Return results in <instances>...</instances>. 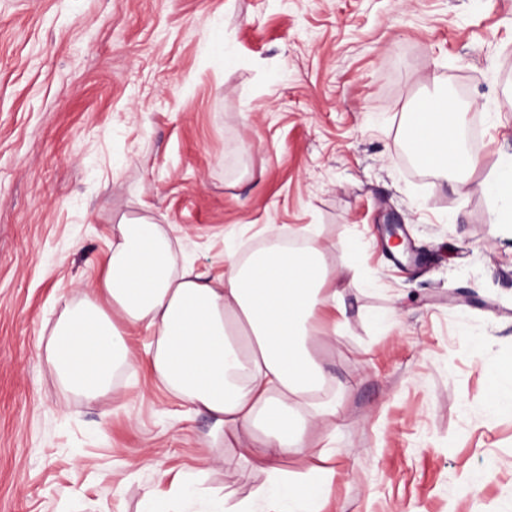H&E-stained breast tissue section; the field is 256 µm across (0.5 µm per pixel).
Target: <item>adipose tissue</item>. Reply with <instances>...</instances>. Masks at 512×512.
I'll use <instances>...</instances> for the list:
<instances>
[{
    "instance_id": "adipose-tissue-1",
    "label": "adipose tissue",
    "mask_w": 512,
    "mask_h": 512,
    "mask_svg": "<svg viewBox=\"0 0 512 512\" xmlns=\"http://www.w3.org/2000/svg\"><path fill=\"white\" fill-rule=\"evenodd\" d=\"M460 127L446 95L422 98L409 114L405 145L420 166L462 184L473 162ZM480 187L495 203L496 224L512 228V160ZM266 233V247L248 258L226 247L223 274L209 278L181 262L162 225H118L95 286L64 303L45 361L64 389L95 401L139 366L127 329L154 331L147 352L154 374L189 412L211 418L212 440L229 449L220 465L249 457L268 476L255 497L266 512H309L327 497L331 469L292 480L280 463L307 451L305 426L342 416L341 399L324 393L330 380L311 345L343 335L348 324L320 246L283 245L274 224ZM255 499L215 495L207 512H253Z\"/></svg>"
}]
</instances>
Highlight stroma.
<instances>
[{"label": "stroma", "instance_id": "obj_1", "mask_svg": "<svg viewBox=\"0 0 512 512\" xmlns=\"http://www.w3.org/2000/svg\"><path fill=\"white\" fill-rule=\"evenodd\" d=\"M475 114L467 190L407 162L403 113L434 86ZM512 158V0H0V512H140L199 472L252 497L148 365L90 402L44 359L117 225L143 219L224 271L266 227H311L349 327L315 354L341 398L319 512H512V235L479 189ZM413 261L394 265L389 223ZM471 486L460 495L461 486ZM491 389L493 391L490 408L493 410L499 409L503 403V395L501 394L502 383L508 380L511 384L512 378V364L504 367L494 366L488 370Z\"/></svg>", "mask_w": 512, "mask_h": 512}]
</instances>
